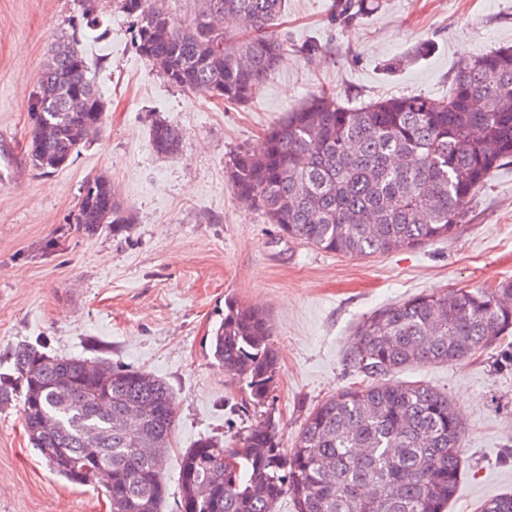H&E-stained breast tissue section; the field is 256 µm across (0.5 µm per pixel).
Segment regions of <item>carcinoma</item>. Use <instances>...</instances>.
<instances>
[{
	"instance_id": "1",
	"label": "carcinoma",
	"mask_w": 512,
	"mask_h": 512,
	"mask_svg": "<svg viewBox=\"0 0 512 512\" xmlns=\"http://www.w3.org/2000/svg\"><path fill=\"white\" fill-rule=\"evenodd\" d=\"M132 23L141 58L169 85L205 91L226 105L258 94L286 49L273 26L283 0H198L188 19L154 0H113ZM82 9L42 66L28 103L31 166L54 172L100 132L105 102L78 49ZM443 99L409 95L346 105L321 89L267 128L262 151L226 165L233 193L283 236L321 251L364 257L445 239L464 221L491 173L512 163V48L457 68ZM159 155L175 156L182 134L152 123ZM71 223L88 235L132 223L112 180L89 178ZM512 334V282L430 292L359 323L347 360L370 383L339 391L305 418L291 448L257 421L233 448L199 437L179 457L177 512H446L462 466L463 427L448 395L416 382L387 386L409 366L453 364ZM213 358L264 406L279 359L268 315L234 297L211 337ZM0 376V407L22 398L29 443L57 476L104 489L110 512H163L166 453L176 411L166 382L109 362L50 356L34 345L11 353ZM479 512H512V493Z\"/></svg>"
}]
</instances>
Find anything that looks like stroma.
<instances>
[{
    "mask_svg": "<svg viewBox=\"0 0 512 512\" xmlns=\"http://www.w3.org/2000/svg\"><path fill=\"white\" fill-rule=\"evenodd\" d=\"M286 0L275 25L287 51L251 103L226 106L168 85L136 52L131 22L96 0L107 39L80 47L106 103L100 135L68 166L34 170L26 154L28 102L41 67L79 0H0V373L13 349L106 360L166 382L176 409L168 498L176 512L180 454L203 435L235 445L265 417L284 447L328 396L359 385L346 360L357 325L421 292L512 281V164L494 171L445 239L369 257L322 252L281 236L226 177L229 157L259 148L264 130L309 93L371 99L446 97L460 60L512 46V0ZM321 45L314 57L301 47ZM177 127L174 157L155 153L150 128ZM108 172L133 215L122 232L86 235L72 224L85 181ZM235 295L264 309L279 355L265 407L215 363L211 335ZM498 341L468 361L412 366L388 385L424 381L448 394L464 427V467L448 512H476L512 492V371ZM102 489L72 486L28 445L19 406L0 410V512H108Z\"/></svg>",
    "mask_w": 512,
    "mask_h": 512,
    "instance_id": "35a3bbf8",
    "label": "stroma"
}]
</instances>
